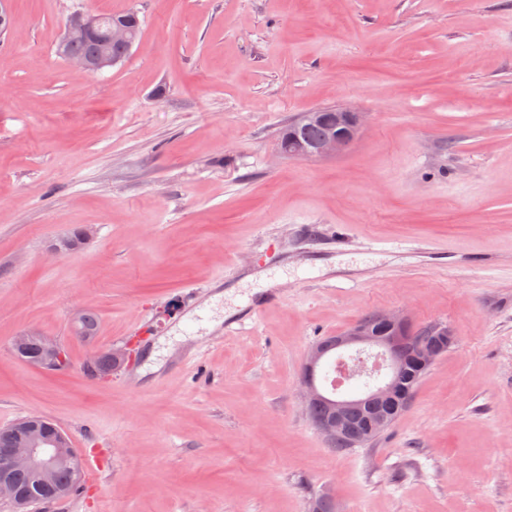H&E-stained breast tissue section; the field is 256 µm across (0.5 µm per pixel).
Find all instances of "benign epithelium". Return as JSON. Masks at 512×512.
<instances>
[{
	"label": "benign epithelium",
	"instance_id": "benign-epithelium-1",
	"mask_svg": "<svg viewBox=\"0 0 512 512\" xmlns=\"http://www.w3.org/2000/svg\"><path fill=\"white\" fill-rule=\"evenodd\" d=\"M107 31V40L122 44L127 51H132L136 40L130 29L123 23L114 22L108 25L94 14H87L67 27L56 47V54L84 71L112 67L120 63L118 59L104 57L99 60L75 58L66 53L65 45L75 38L91 37L101 30ZM306 121L325 125L329 132L322 139L313 143L299 137L298 133L288 134V142L281 148L282 153L299 159H313L334 155L349 147L358 137L365 125V116L361 112L338 110L324 112L316 110L307 113ZM375 321L393 330L389 336H378L369 324L359 322L344 333L332 337L327 342L314 344L303 363L300 384L304 395V406L326 401L329 412L316 421L317 428L332 440L348 433L347 417L353 408L362 410L363 400L360 397L332 396L324 392L317 383L315 373L317 367L326 359L329 351L351 352L364 346H376L383 350L390 370L395 371L411 359L423 365H432L444 352L443 343L453 346L454 337L448 327L436 324L430 329L416 333L409 329V320L401 313L378 312ZM42 358L41 368L53 371L64 364L65 347L57 340L41 336ZM367 395L375 401L390 400L393 387L390 378L370 388ZM68 442L62 431L47 434L31 431L18 448H0V470L7 472L12 469L24 468L47 479L59 462V448Z\"/></svg>",
	"mask_w": 512,
	"mask_h": 512
}]
</instances>
